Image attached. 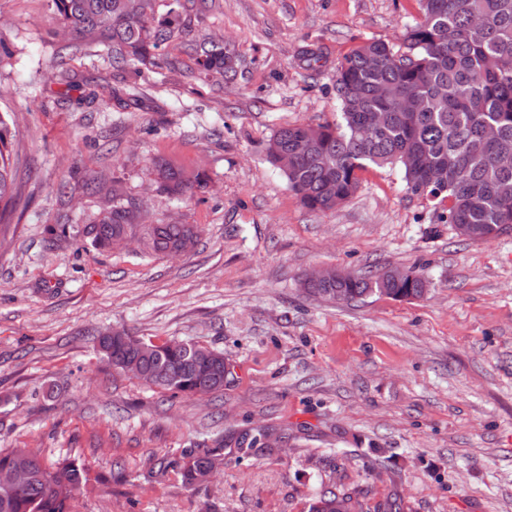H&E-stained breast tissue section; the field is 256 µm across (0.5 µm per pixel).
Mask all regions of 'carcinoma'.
I'll return each instance as SVG.
<instances>
[{"label":"carcinoma","instance_id":"obj_1","mask_svg":"<svg viewBox=\"0 0 512 512\" xmlns=\"http://www.w3.org/2000/svg\"><path fill=\"white\" fill-rule=\"evenodd\" d=\"M59 15L63 36L69 38L57 68L68 71L70 55L82 43L104 45L112 65L146 63L165 47L179 29L184 0H172L159 16L155 0H143L141 11L129 16L121 0H49ZM419 17L405 27L404 50L384 41H366L336 66V119L313 125H287L276 131L280 141L305 142L288 186L306 208L325 212L345 202L358 188V174L370 167L397 166L406 189L446 204L448 223L463 224L464 238L483 242L512 225V168L499 165L498 156L512 152V0H418ZM224 45L205 41L195 51L204 76L232 81L234 68L225 67ZM376 113L384 115L382 129L366 138L358 127ZM15 131L0 114V219L16 194ZM160 186L181 196L207 186L203 172L187 174L173 163L156 164ZM132 199H114L112 207L85 227L100 248L115 238L140 235L147 250L163 254L192 237L189 224L132 222ZM302 288L331 300L330 289L344 290L346 300L373 294L394 300L422 296L426 281L413 270L387 269L354 273L330 284ZM100 352L112 365L137 363L162 376L157 388L195 394L224 390V353L177 340L144 341L124 334L97 337ZM274 430L230 432L202 443L184 456L181 466L189 484L208 480L218 449L233 443L253 448ZM31 468L30 481L16 487L14 474ZM85 470L64 458L49 466L41 452L27 448L0 449V512H70L74 492ZM309 512H364L363 504L340 490H326L310 504Z\"/></svg>","mask_w":512,"mask_h":512}]
</instances>
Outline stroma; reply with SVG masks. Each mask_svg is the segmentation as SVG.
<instances>
[{"instance_id":"obj_1","label":"stroma","mask_w":512,"mask_h":512,"mask_svg":"<svg viewBox=\"0 0 512 512\" xmlns=\"http://www.w3.org/2000/svg\"><path fill=\"white\" fill-rule=\"evenodd\" d=\"M417 0H213L187 11L154 63L84 48L59 75L48 0H0V113L17 131L19 194L0 248V448L86 468L72 512H308L326 488L382 512H512V233L464 240L398 167L305 208L265 146L332 119L337 63L400 44ZM223 39L236 81L202 79L192 47ZM321 53L307 68L303 54ZM166 159L209 177L159 191ZM155 224L197 225L194 250L95 247L82 234L113 190ZM412 269L423 297L336 303L317 268ZM122 330L224 353L223 392L178 396L110 365ZM272 428L280 447L226 448L189 485L186 451Z\"/></svg>"}]
</instances>
